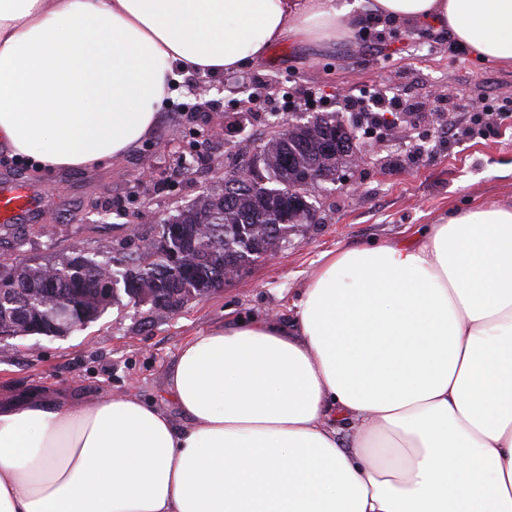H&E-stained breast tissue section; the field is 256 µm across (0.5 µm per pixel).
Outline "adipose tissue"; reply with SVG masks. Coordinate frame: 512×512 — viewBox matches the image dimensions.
Wrapping results in <instances>:
<instances>
[{
  "instance_id": "adipose-tissue-1",
  "label": "adipose tissue",
  "mask_w": 512,
  "mask_h": 512,
  "mask_svg": "<svg viewBox=\"0 0 512 512\" xmlns=\"http://www.w3.org/2000/svg\"><path fill=\"white\" fill-rule=\"evenodd\" d=\"M512 65V0H373ZM335 0H0V144L120 158L183 77L350 34ZM175 409L0 401V512H512V201L327 254L294 318L188 339ZM349 439H342V430Z\"/></svg>"
}]
</instances>
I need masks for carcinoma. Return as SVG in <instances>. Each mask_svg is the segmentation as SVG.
<instances>
[{"label":"carcinoma","mask_w":512,"mask_h":512,"mask_svg":"<svg viewBox=\"0 0 512 512\" xmlns=\"http://www.w3.org/2000/svg\"><path fill=\"white\" fill-rule=\"evenodd\" d=\"M325 134H336L335 153L324 134L302 131L282 147L290 157L288 166L268 160L262 162L255 183H242L236 194H224V185L202 192L178 209L167 220L180 228V236L170 241L168 253L177 255L172 263L167 256L154 258L144 248L151 233L136 236L130 248L104 245L90 253L72 250L53 264L57 274L46 276V265L0 259V322L13 325L16 332L29 336L46 325L49 313L60 303L73 313V327L97 319L107 305L122 297L137 302L140 287L158 284L153 312L164 315L183 307L193 299L204 298L224 285V267L240 270L261 260L265 251L288 242V235L306 223L303 203L280 193L286 180L300 174L312 176L311 185L321 180L317 172L322 161L338 167L348 156L341 144L351 141L346 129L333 113L317 115ZM208 225L207 234H199L197 225ZM122 285L111 300H106L103 280Z\"/></svg>","instance_id":"1"}]
</instances>
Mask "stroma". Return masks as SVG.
Wrapping results in <instances>:
<instances>
[{
    "label": "stroma",
    "mask_w": 512,
    "mask_h": 512,
    "mask_svg": "<svg viewBox=\"0 0 512 512\" xmlns=\"http://www.w3.org/2000/svg\"><path fill=\"white\" fill-rule=\"evenodd\" d=\"M377 28L383 39L367 45L287 40L239 72L185 78L154 135L100 166L44 172L0 145V187L21 181L39 199L17 234L0 232V253L44 263L76 241L89 252L128 243L221 181L240 148L258 152L275 119L335 112L355 122L346 96L384 91L390 80L409 97L512 98V68L473 57L449 32L382 17ZM240 80L260 86L259 101L242 104ZM438 124L434 131L399 113L382 139L366 140L364 164H344L315 190L317 223L293 232L277 261L242 270L208 298L163 316L124 300L68 335L0 345V399L32 390L60 399L133 393L169 408L168 373L188 338L239 315L288 316L326 252L401 238L481 200H512V122L487 128L454 110L439 113ZM213 127L222 139L208 138Z\"/></svg>",
    "instance_id": "1"
}]
</instances>
